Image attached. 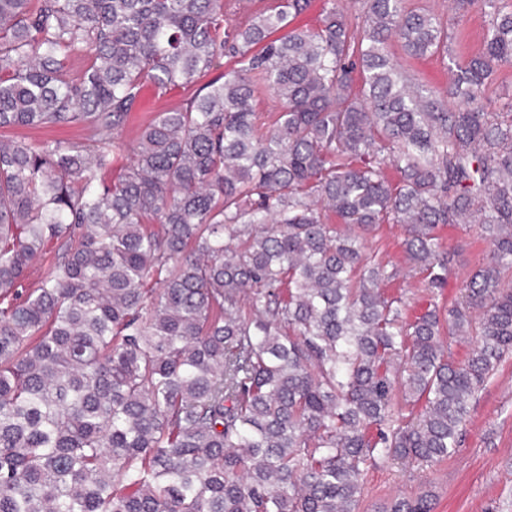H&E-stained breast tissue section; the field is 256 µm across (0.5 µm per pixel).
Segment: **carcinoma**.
<instances>
[{"label": "carcinoma", "mask_w": 512, "mask_h": 512, "mask_svg": "<svg viewBox=\"0 0 512 512\" xmlns=\"http://www.w3.org/2000/svg\"><path fill=\"white\" fill-rule=\"evenodd\" d=\"M310 2L0 0V129L86 132L0 141V512H355L377 461L457 448L512 353V100L483 105L512 10L476 0L450 107L390 50H447L439 16L362 0L353 25L324 0L290 27ZM148 89L184 99L126 140ZM468 219L490 258L444 310L441 230ZM391 223L414 312L366 251ZM80 135V131L69 126H55L46 129L15 128L0 131V139H25L41 140L57 138L62 140H74Z\"/></svg>", "instance_id": "carcinoma-1"}]
</instances>
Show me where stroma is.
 <instances>
[{"label":"stroma","mask_w":512,"mask_h":512,"mask_svg":"<svg viewBox=\"0 0 512 512\" xmlns=\"http://www.w3.org/2000/svg\"><path fill=\"white\" fill-rule=\"evenodd\" d=\"M441 15L448 30L446 53L421 59L401 58L416 83L446 97L451 68L478 54L486 18L479 6L457 0H409ZM448 285L440 300L451 303L486 256L477 225L454 224L442 233ZM428 491L433 512H512V356H507L473 401L453 455L436 464L379 462L364 475L357 512H381L398 496Z\"/></svg>","instance_id":"35a3bbf8"}]
</instances>
